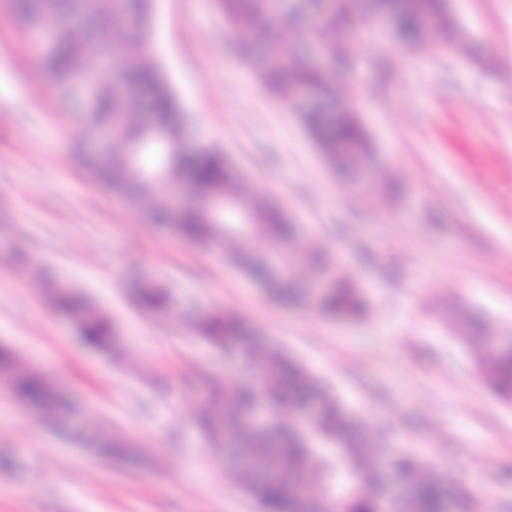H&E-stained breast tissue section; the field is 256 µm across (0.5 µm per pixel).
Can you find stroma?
<instances>
[{
    "instance_id": "obj_1",
    "label": "stroma",
    "mask_w": 512,
    "mask_h": 512,
    "mask_svg": "<svg viewBox=\"0 0 512 512\" xmlns=\"http://www.w3.org/2000/svg\"><path fill=\"white\" fill-rule=\"evenodd\" d=\"M466 52L410 48L373 29L338 77L382 178L353 195L296 113L283 111L226 39L213 0H155L149 51L188 110L196 145L223 150L247 190L319 237L368 306L358 321L285 308L214 254L148 223L101 189L76 153L98 141L61 111L40 56L0 0V343L86 420L46 422L0 382V512H257L224 452L198 428L199 370L236 361L184 321L140 311L169 288L187 312L224 308L283 348L356 412L383 449L411 452L449 485L489 491L512 512V405L479 375L471 312L512 333V0H447ZM393 214L378 218L380 208ZM84 294L114 344L85 346L39 278ZM123 437L131 457L98 453ZM135 305L148 314H171L174 301L166 287L159 284L141 286L135 294Z\"/></svg>"
}]
</instances>
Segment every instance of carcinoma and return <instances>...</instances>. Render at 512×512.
<instances>
[{
	"label": "carcinoma",
	"mask_w": 512,
	"mask_h": 512,
	"mask_svg": "<svg viewBox=\"0 0 512 512\" xmlns=\"http://www.w3.org/2000/svg\"><path fill=\"white\" fill-rule=\"evenodd\" d=\"M215 2L233 45L243 52L252 44L260 47L259 81L299 116L328 164L351 172L361 162L373 163L370 140L349 107L341 104L336 112L299 110V87L309 86L333 100L336 87L329 70L306 61L304 51L282 36L290 27L298 30L303 43L322 47L334 66L344 69L355 46L351 33L361 0ZM379 7L392 15L406 38H434L436 50L459 51L457 27L445 0H380ZM13 10L22 29L33 23L53 27L52 41L41 55L53 89L95 77L96 95L84 113V125L97 133L109 132L104 155L88 163L97 183L154 223L168 225L176 238L230 260L284 303L312 298L338 320L363 314L364 299L352 275L332 268L319 242H302L299 226L288 223L281 210L247 194L222 151L189 148L188 113L146 45L113 68L112 82L97 78V68L124 54L127 29L148 38L152 0H13ZM215 198L224 200V208L210 206ZM253 235L263 236L275 255L291 246L289 259L275 271L264 259L251 257L241 245ZM303 265L320 268L324 287L296 288L293 270ZM44 288L58 311L76 318L86 345L108 348L110 326L102 312L73 291L57 289L54 281L45 282ZM135 305L148 314H170L174 309L168 289L153 283L137 290ZM467 324L477 335L478 367L490 389L512 405V336H500L475 319ZM187 328L236 357L245 371L244 378L212 377L198 422L213 441L237 450L234 477L261 512H381L377 489L391 469L403 477L405 492L390 503V512H445L443 477L421 475L423 464L409 452L375 462L368 459L370 440L359 416L284 350L258 344L233 313L212 309L196 315ZM0 374L14 399L41 410L46 418L62 423L72 416V405L44 374L17 365L14 352L2 347ZM308 406L315 407L310 438L299 421L285 417ZM258 409L269 415L262 427L249 420V413Z\"/></svg>",
	"instance_id": "1"
}]
</instances>
